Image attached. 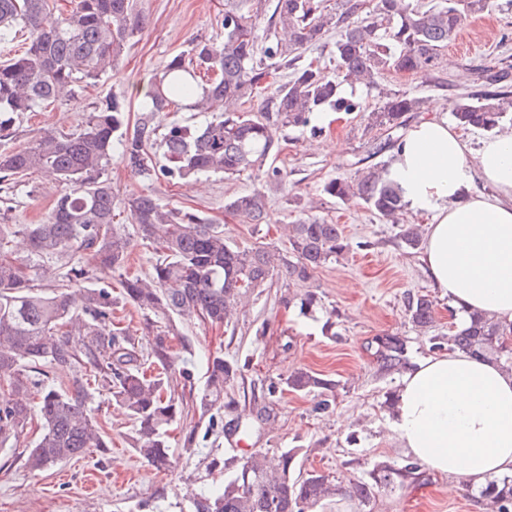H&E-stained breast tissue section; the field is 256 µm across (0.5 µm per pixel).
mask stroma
Returning a JSON list of instances; mask_svg holds the SVG:
<instances>
[{
	"instance_id": "35a3bbf8",
	"label": "stroma",
	"mask_w": 512,
	"mask_h": 512,
	"mask_svg": "<svg viewBox=\"0 0 512 512\" xmlns=\"http://www.w3.org/2000/svg\"><path fill=\"white\" fill-rule=\"evenodd\" d=\"M145 16L142 31L128 44L112 74L80 90L75 99L29 114L19 125L8 147L27 145L46 128L74 129L83 121L91 103L117 96L137 107L150 77L171 57L187 50L193 39L220 40L223 0H137ZM512 37V10L493 11L467 19L443 50L435 69L424 76L416 72L391 73L383 85L409 91L422 102H452L458 92L479 90V76L497 71L505 56L502 36ZM320 136L286 128L279 132V151L267 164L286 177L283 188L270 189L264 223L246 224L224 208L233 194L251 190L257 175L245 172L225 179L204 177L176 185L150 183L126 167L120 156L112 158V190L116 196L153 193L162 205L203 212L229 238L243 248L257 244L287 251L285 225L304 215L321 217L339 225L350 241L365 242L320 268L312 281L288 283L276 277L271 288L252 296L226 325L208 326L181 317L178 325L191 336L197 353L220 352L228 360H247L244 376L233 396L247 408H269L271 416L243 440L211 437L206 448L241 464L258 451L298 448L296 465L317 470L344 485L367 479L380 462L402 464L406 456L392 432L387 406L398 391L400 376L381 372L375 351L382 336L405 340L411 361L429 356L428 339L447 334L453 321L447 297L432 287L418 252L403 247L396 227L380 221L357 200L342 203L326 196L323 185L339 175H352L364 157V122L360 114L328 113ZM340 142L326 150L328 140ZM55 200V191L43 184L40 174L28 176L21 186L11 223L42 220ZM316 292L320 304L314 316L300 315L289 298L305 290ZM428 295L435 304V321L429 330L414 327L405 312L407 294ZM334 321V334H326L325 321ZM303 369L335 380V409L314 412L312 396L283 392L269 396L270 382ZM95 415L102 422L112 446L106 453L85 457L51 469L31 473L23 454L35 431L22 435L13 446L0 447V512H192L191 500L216 477L202 455L186 453L178 433H171L172 467L159 472L148 466L130 446L133 422L114 408L108 395L95 398ZM316 512H486L473 491L448 490L447 476L424 470L419 483L378 492L369 504L337 496Z\"/></svg>"
}]
</instances>
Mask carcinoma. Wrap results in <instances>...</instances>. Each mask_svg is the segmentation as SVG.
Masks as SVG:
<instances>
[{
  "label": "carcinoma",
  "instance_id": "cac0c4a2",
  "mask_svg": "<svg viewBox=\"0 0 512 512\" xmlns=\"http://www.w3.org/2000/svg\"><path fill=\"white\" fill-rule=\"evenodd\" d=\"M50 0H0V41L26 34L20 54L0 60V139L13 138L26 113L75 98L76 89L112 72L121 53L144 27L135 0H70L52 13ZM265 13L259 0H224L221 41L193 40L151 77L141 117L129 127L127 107L112 96L90 107L73 131H44L31 143L0 151V217L11 207L9 194L18 178L31 172L57 187L47 217L37 224L0 225V446L24 434L32 414L40 417V434L28 449L25 467L43 471L79 459L108 442L92 412L96 393L106 391L112 405L135 426L132 448L160 472L172 466L170 427L186 409L198 416L185 428L182 447L199 451L211 433L229 438L251 431L250 418L224 422V397L242 377L243 367L222 353L206 356L204 385L194 388L195 352L180 339L187 357L177 363L171 353L173 324L157 329L155 317L188 316L222 324L241 299L272 286L279 273L306 283L317 270L350 251L352 244L337 224L306 216L288 225V254L265 247L240 248L224 230L200 212L169 209L151 193L112 197L113 146L144 180L167 182L247 171H260L265 184L280 185L282 172L264 168L284 127L320 132L315 117L328 110L361 112L366 129L383 132L370 140L368 156L393 148L404 135L407 114L420 109L407 91H382L369 112L344 85L379 88L387 72L435 69L464 20L493 7V0H442L429 8L419 0H373L362 13L357 0H270ZM336 33V67L328 70L306 53L329 33ZM503 69L483 79L476 94L460 93L452 103L457 123L491 132L512 117V86ZM259 100L255 110L242 105ZM197 112L203 123L172 120L161 145L165 163L148 160L156 139L155 119L163 112ZM331 198L361 199L379 219L397 225L409 250L422 245L418 225L402 224L405 202L383 168L363 166L355 174L336 176L323 185ZM268 196L263 187L230 197L224 208L246 224L263 223ZM130 215L136 232L156 258L145 277L125 274L129 237L115 223L116 211ZM56 259L61 283H38L36 262ZM120 277L119 291L104 280ZM301 315H313L318 297L312 291L288 300ZM141 313L144 328L155 332L142 351L128 328L112 322L119 306ZM410 321L421 328L434 323L433 300L412 294L406 300ZM512 336L492 317L473 311L446 336H433L431 348L488 357L512 371ZM382 367L402 370L409 363L406 344L396 336L378 339ZM71 371L68 386L48 383L53 369ZM316 397L314 411L325 413L334 402L335 383L297 370L267 391L280 388ZM204 433H199L200 428ZM298 449L256 452L232 476L193 496L194 512H311L338 495L364 505L380 489H396L419 480L420 466L381 463L369 480L346 490L317 471L294 473ZM489 512H512V477L493 478L479 490Z\"/></svg>",
  "mask_w": 512,
  "mask_h": 512
}]
</instances>
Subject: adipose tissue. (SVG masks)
Listing matches in <instances>:
<instances>
[{
	"mask_svg": "<svg viewBox=\"0 0 512 512\" xmlns=\"http://www.w3.org/2000/svg\"><path fill=\"white\" fill-rule=\"evenodd\" d=\"M404 133L387 177L408 209L430 215L420 260L456 313L481 311L512 328V135L478 151L442 103ZM390 426L401 450L458 483L512 474V373L460 351L404 373Z\"/></svg>",
	"mask_w": 512,
	"mask_h": 512,
	"instance_id": "1",
	"label": "adipose tissue"
}]
</instances>
